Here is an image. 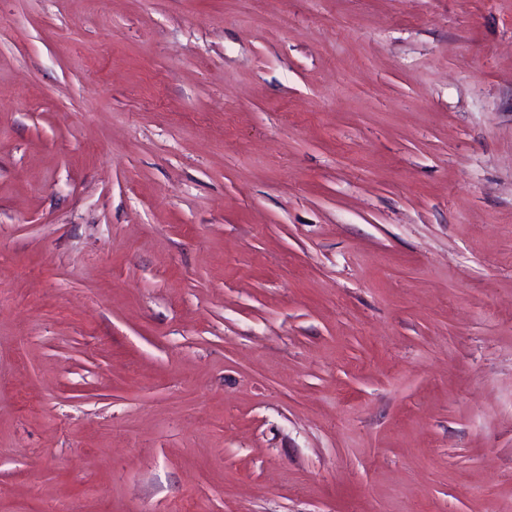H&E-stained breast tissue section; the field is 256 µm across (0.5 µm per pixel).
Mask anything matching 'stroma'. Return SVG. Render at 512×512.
Masks as SVG:
<instances>
[{
  "mask_svg": "<svg viewBox=\"0 0 512 512\" xmlns=\"http://www.w3.org/2000/svg\"><path fill=\"white\" fill-rule=\"evenodd\" d=\"M512 512V0H0V512Z\"/></svg>",
  "mask_w": 512,
  "mask_h": 512,
  "instance_id": "35a3bbf8",
  "label": "stroma"
}]
</instances>
